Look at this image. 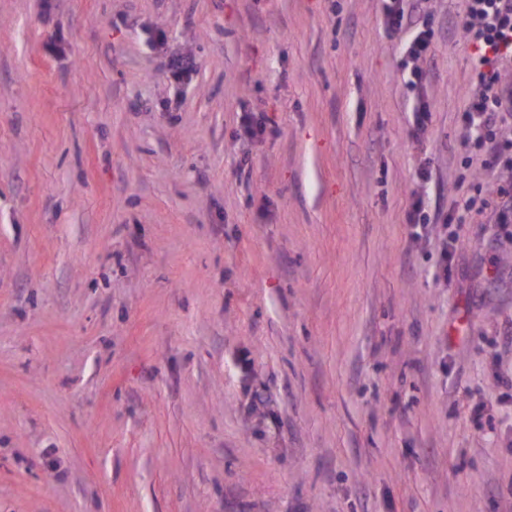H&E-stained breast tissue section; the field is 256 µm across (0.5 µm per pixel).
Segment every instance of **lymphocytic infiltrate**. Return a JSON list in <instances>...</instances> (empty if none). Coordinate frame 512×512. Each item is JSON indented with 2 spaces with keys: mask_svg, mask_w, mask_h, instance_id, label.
Masks as SVG:
<instances>
[{
  "mask_svg": "<svg viewBox=\"0 0 512 512\" xmlns=\"http://www.w3.org/2000/svg\"><path fill=\"white\" fill-rule=\"evenodd\" d=\"M387 29L404 33L401 67L410 89L424 78L420 67L429 54L434 32L425 23L410 25L406 0H383ZM464 36L472 49L473 79L478 92L468 97L461 114L470 153H485L491 163L512 168V139H500L496 130L512 114V88L502 69L512 62V0H465Z\"/></svg>",
  "mask_w": 512,
  "mask_h": 512,
  "instance_id": "obj_1",
  "label": "lymphocytic infiltrate"
}]
</instances>
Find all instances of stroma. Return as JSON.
Returning <instances> with one entry per match:
<instances>
[{
	"instance_id": "1",
	"label": "stroma",
	"mask_w": 512,
	"mask_h": 512,
	"mask_svg": "<svg viewBox=\"0 0 512 512\" xmlns=\"http://www.w3.org/2000/svg\"><path fill=\"white\" fill-rule=\"evenodd\" d=\"M408 6L415 94L381 0H0V512H512V170ZM196 64L192 57L182 54H172L167 60V69L178 81L191 80Z\"/></svg>"
}]
</instances>
